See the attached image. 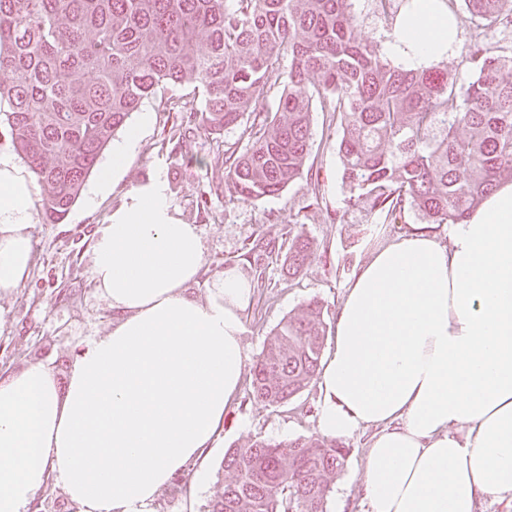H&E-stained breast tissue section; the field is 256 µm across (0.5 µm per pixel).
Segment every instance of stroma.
I'll return each instance as SVG.
<instances>
[{
  "instance_id": "stroma-1",
  "label": "stroma",
  "mask_w": 512,
  "mask_h": 512,
  "mask_svg": "<svg viewBox=\"0 0 512 512\" xmlns=\"http://www.w3.org/2000/svg\"><path fill=\"white\" fill-rule=\"evenodd\" d=\"M194 96L193 85L185 83L146 100L143 107L151 112L152 121L129 158L126 176L98 196L81 192L62 222L38 221L27 279L13 292L0 294V380L37 362L65 377L87 339L106 332L112 310L89 279L95 233L126 191L159 169L169 179L180 218L201 231L205 277L235 266L252 282V304L243 317V342L250 358L258 357L284 317L300 313L312 299L322 301L323 318L327 326H334L354 270L380 246L372 238V227L363 226V214L346 208L337 126L328 114L313 112L314 145L308 164L317 171V181L299 180L280 195L254 203L237 201L223 165L214 159L216 142L178 139L181 115L167 111V101L189 102ZM339 213L344 221H336ZM294 226L312 240L315 255L291 278L282 268V258L288 249L287 232ZM319 402L314 383L279 406L241 389L213 448L184 472L185 489L163 488L157 512H204L208 501L224 491L221 463L228 448L317 436ZM344 446L345 464L328 495L327 510L366 512L360 483L368 437L355 434Z\"/></svg>"
}]
</instances>
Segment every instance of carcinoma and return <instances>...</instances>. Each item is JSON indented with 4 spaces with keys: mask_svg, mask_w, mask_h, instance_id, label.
I'll use <instances>...</instances> for the list:
<instances>
[{
    "mask_svg": "<svg viewBox=\"0 0 512 512\" xmlns=\"http://www.w3.org/2000/svg\"><path fill=\"white\" fill-rule=\"evenodd\" d=\"M459 2L482 30L512 26V0ZM353 0H0V123L43 188L46 222L63 221L99 155L144 100L192 82L185 133L224 143L236 199L255 202L312 179L314 109L339 119L348 203L373 224L462 222L512 181V53L470 43L472 79L439 62L393 66L355 35ZM288 70L281 68L283 57ZM282 88L273 106L267 90ZM466 134H458L459 129ZM311 239L288 231L283 267L299 274ZM321 302L284 318L252 366L250 393L287 402L316 376ZM345 453L333 439L257 441L224 456V492L204 512H327Z\"/></svg>",
    "mask_w": 512,
    "mask_h": 512,
    "instance_id": "carcinoma-1",
    "label": "carcinoma"
}]
</instances>
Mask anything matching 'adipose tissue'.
Wrapping results in <instances>:
<instances>
[{
	"label": "adipose tissue",
	"mask_w": 512,
	"mask_h": 512,
	"mask_svg": "<svg viewBox=\"0 0 512 512\" xmlns=\"http://www.w3.org/2000/svg\"><path fill=\"white\" fill-rule=\"evenodd\" d=\"M446 0H408L383 46L415 69L452 55ZM142 113L101 167L123 178L150 124ZM31 173L0 151V293L33 262ZM198 225L155 171L100 225L90 277L114 312L66 381L35 363L0 380V512H28L47 482L80 512H155L160 491L211 448L243 383L250 280L229 267L203 297ZM318 430L368 429L370 512H477L512 504V182L460 224H405L354 273L323 358Z\"/></svg>",
	"instance_id": "1"
}]
</instances>
